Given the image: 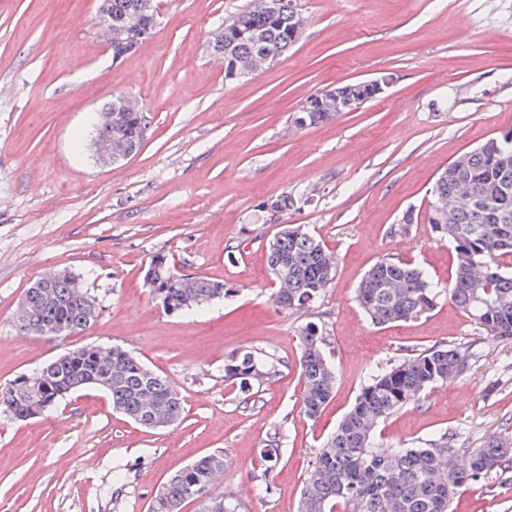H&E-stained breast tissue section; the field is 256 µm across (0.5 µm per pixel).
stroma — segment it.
Instances as JSON below:
<instances>
[{
	"instance_id": "stroma-1",
	"label": "stroma",
	"mask_w": 512,
	"mask_h": 512,
	"mask_svg": "<svg viewBox=\"0 0 512 512\" xmlns=\"http://www.w3.org/2000/svg\"><path fill=\"white\" fill-rule=\"evenodd\" d=\"M245 0H159L154 35L120 59L98 37V0H0V387L68 349L118 345L180 391V423L148 429L81 390L45 415L0 412V512H150L169 475L212 452L228 461L218 489L253 488L239 512H297L323 441L368 373L450 345L465 371L381 423L378 440L412 448L442 432L460 452L512 432V341L481 332L448 299L384 327L355 300L363 273L394 255L439 284L450 243L425 221L437 174L512 127V0H299V42L257 74L228 80L213 33ZM389 77L351 112L297 128L315 94ZM118 93L149 117L140 149L112 164L91 150L94 114ZM310 191L288 221L315 231L336 277L308 311L274 304L261 206ZM407 237L389 228L405 212ZM159 254L232 295L183 314L164 311L146 271ZM67 269L95 295L87 332L57 339L16 330L19 302L47 272ZM316 324L337 367L331 401L301 405L298 333ZM276 358L278 375L241 391L224 379L232 353ZM281 431V459L260 450ZM455 512H512V471L463 487Z\"/></svg>"
}]
</instances>
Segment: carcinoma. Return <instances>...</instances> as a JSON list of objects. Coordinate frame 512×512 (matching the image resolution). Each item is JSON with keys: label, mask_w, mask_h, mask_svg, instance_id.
<instances>
[{"label": "carcinoma", "mask_w": 512, "mask_h": 512, "mask_svg": "<svg viewBox=\"0 0 512 512\" xmlns=\"http://www.w3.org/2000/svg\"><path fill=\"white\" fill-rule=\"evenodd\" d=\"M271 0H247L224 19L212 45L224 77L245 78L284 56L300 39L305 20L301 11L283 6L272 11ZM157 0H112V56L121 57L155 31ZM342 99L317 95L310 111L299 110V128L318 125L348 111L343 100L360 105L368 100L359 84L340 86ZM130 95L112 97V122H101L97 137L112 139V153H133L147 129L146 114ZM512 127L501 130L474 150L448 163L430 192L427 223L455 252L456 270L441 288L421 267L399 257H384L363 275L356 301L379 326L415 320L431 312L441 296L459 307L480 330L503 340L512 339V271L500 259L512 256V146L506 139ZM272 211L285 217L300 209L298 198L285 193L271 201ZM267 267L275 284V302L284 311H304L319 300L336 276V261L323 240L307 226L284 224L269 241ZM152 292L161 296L165 311L200 309L230 294L224 284L205 276L179 273L164 254L155 256L147 272ZM43 330L38 335L58 338L90 329L100 308L82 279L71 273L54 282L47 276L25 291ZM299 361L306 416L317 417L333 396L337 371L324 354V337L308 323L299 333ZM73 357L56 368L49 387L32 383L0 390V410L19 418L38 398H47L69 382L99 379L112 386V408L148 428L167 419L181 420L184 402L168 379L127 350L95 346L72 350ZM467 359L458 348L436 346L412 354L388 369L372 371L336 430L323 442L304 480L298 512H452L464 485L479 483L512 469V434L500 432L477 439L468 463L448 460L456 454V435L444 432L414 448H386L376 441L378 425L419 400L430 386L455 380ZM278 373L277 362L254 352L236 353L224 363V378L248 386ZM227 460L217 452L176 471L156 495L152 512H181L196 501L199 512H238L239 504L216 493Z\"/></svg>", "instance_id": "obj_1"}]
</instances>
